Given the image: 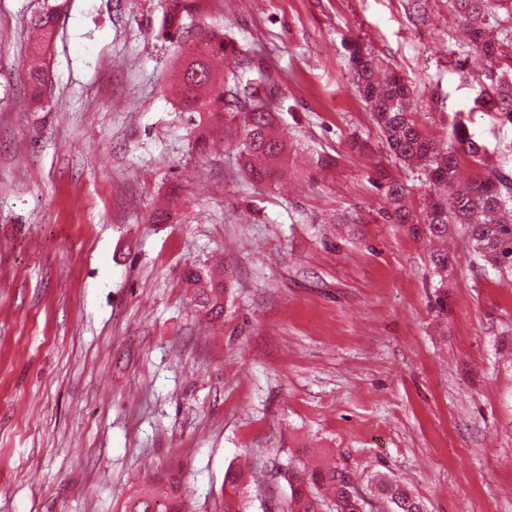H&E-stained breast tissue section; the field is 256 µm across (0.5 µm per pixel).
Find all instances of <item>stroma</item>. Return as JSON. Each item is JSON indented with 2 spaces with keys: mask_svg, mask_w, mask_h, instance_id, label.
I'll return each mask as SVG.
<instances>
[{
  "mask_svg": "<svg viewBox=\"0 0 512 512\" xmlns=\"http://www.w3.org/2000/svg\"><path fill=\"white\" fill-rule=\"evenodd\" d=\"M163 5L58 0L37 107L22 62L46 0H0V512H123L171 474L186 512H221L243 460L248 512L283 504L291 460L425 512H512V276L460 225L437 242L389 220L386 183L416 211L431 184L389 153L344 44L404 78L425 136L468 111L512 165V125L474 107L499 67L465 52L454 0H206L182 44ZM212 28L274 92L288 158L261 183L220 127L198 146L170 89ZM190 264L227 268L223 319ZM377 489L381 498L387 502L388 512H423L419 501L398 487L380 480Z\"/></svg>",
  "mask_w": 512,
  "mask_h": 512,
  "instance_id": "stroma-1",
  "label": "stroma"
}]
</instances>
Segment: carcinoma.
<instances>
[{
	"label": "carcinoma",
	"mask_w": 512,
	"mask_h": 512,
	"mask_svg": "<svg viewBox=\"0 0 512 512\" xmlns=\"http://www.w3.org/2000/svg\"><path fill=\"white\" fill-rule=\"evenodd\" d=\"M204 0H164L160 34L181 41L189 23L203 10ZM468 40L465 46L486 60L506 62L498 81L481 87L474 105L491 112L502 123L512 124V49L505 50L493 35L498 15L512 18V0H457ZM58 19L56 8L36 14L30 24L39 40L30 48L24 66L32 90V101H41L50 75L44 54L54 39ZM352 83L374 114L390 152L409 167L423 169L434 193L422 207L424 223H414V214L405 204L406 189L399 183L385 185L394 205L389 216L394 224H413V229L430 237L448 234V226L467 228L476 255L499 272L512 273V176L491 166L487 146L470 131L469 117L457 112L452 118L448 140L437 143L426 138L413 118V91L394 72L383 69L369 49L357 43L348 47ZM250 60L224 32L209 30L200 46L191 48L177 70L176 87L184 108L205 114L224 125V134H233L239 104L264 108L243 119L238 149L244 169L255 182H263L282 160L285 145L272 135L273 109L249 82ZM432 263L440 276V287L448 286L452 263L448 254L437 252ZM188 281L198 286V302L215 318L224 314V294L229 272L204 275L190 270ZM336 467L307 470L286 465L283 477L289 493L282 512H368V501L355 487L341 479ZM389 512H422L419 501L385 482L377 484ZM124 512H185L177 482L167 487L135 492L124 502ZM222 512H247L241 472L231 467L224 474Z\"/></svg>",
	"instance_id": "obj_1"
}]
</instances>
